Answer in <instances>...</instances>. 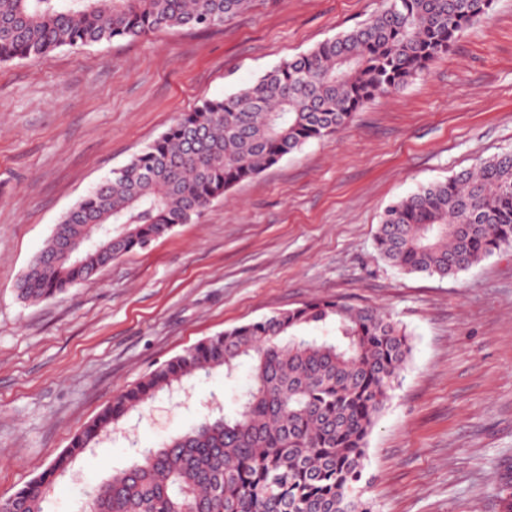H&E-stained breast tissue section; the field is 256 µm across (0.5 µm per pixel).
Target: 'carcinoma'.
Returning <instances> with one entry per match:
<instances>
[{"mask_svg":"<svg viewBox=\"0 0 512 512\" xmlns=\"http://www.w3.org/2000/svg\"><path fill=\"white\" fill-rule=\"evenodd\" d=\"M252 0H0V62L62 47L212 28ZM491 0H381L370 18L283 61L224 98L204 99L68 210L21 276L27 301L52 299L123 255L191 224L236 184L312 140L347 129L448 53ZM59 262L70 238L102 236ZM375 244L406 273L454 276L512 247V151L421 187L384 211ZM412 351L391 316L338 298L208 336L115 397L37 479L0 503L44 512L49 488L132 411L166 391L251 361L234 416L208 417L103 480L89 512H374L365 497L368 437Z\"/></svg>","mask_w":512,"mask_h":512,"instance_id":"carcinoma-1","label":"carcinoma"}]
</instances>
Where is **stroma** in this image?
Listing matches in <instances>:
<instances>
[{"mask_svg":"<svg viewBox=\"0 0 512 512\" xmlns=\"http://www.w3.org/2000/svg\"><path fill=\"white\" fill-rule=\"evenodd\" d=\"M380 0H254L219 28L0 63V500L120 392L207 336L315 297L400 321L412 353L368 439L378 512H501L512 494V248L455 276L404 274L375 236L392 202L512 150V0L334 136L235 185L191 224L38 303L19 279L62 216L197 101L237 92L366 20ZM250 371L161 395L57 480L85 512L134 458L238 407Z\"/></svg>","mask_w":512,"mask_h":512,"instance_id":"35a3bbf8","label":"stroma"}]
</instances>
